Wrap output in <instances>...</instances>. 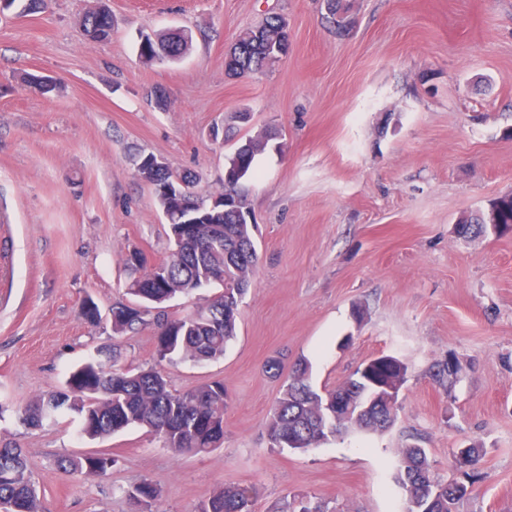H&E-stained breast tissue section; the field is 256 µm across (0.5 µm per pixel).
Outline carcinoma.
<instances>
[{"label":"carcinoma","mask_w":512,"mask_h":512,"mask_svg":"<svg viewBox=\"0 0 512 512\" xmlns=\"http://www.w3.org/2000/svg\"><path fill=\"white\" fill-rule=\"evenodd\" d=\"M83 28L89 36L99 32L107 39L112 34V15L90 9L83 17ZM191 43L183 30L146 33L138 53L147 63L157 62L154 46L158 45L167 53L164 61L174 62L188 53ZM290 45L285 17L268 13L239 32L225 56V71L229 76L263 73L288 55ZM243 124L240 110L224 116V141H235L224 169V192L228 194H245L244 181L253 173L256 157L265 153L270 143L264 128L253 135H240ZM162 179L184 183L180 197L154 192L162 215L171 219V247L158 261L165 286L150 287L153 265L138 248L127 249L123 261L131 276L125 288L135 303L112 307V334L133 332L152 321L161 326L157 349L160 360H218L236 336L239 304L257 273L256 225L246 223L231 206L208 203L192 190L194 178L190 174L167 169ZM456 230L474 237L490 231H511L512 195L497 198L486 209L466 216ZM200 288H214L221 295L184 316H151V310ZM401 367L395 358L386 356L370 363L367 372L376 381L398 382ZM460 372L459 362L450 356L437 366L433 380L452 387L459 381ZM328 394L344 405L336 418L325 415L323 399L310 383L308 362L297 361L270 411L266 424L270 443L294 450L316 448L331 437L349 432H386L398 419L395 405L381 413L374 409L359 413L351 408L357 402L351 377ZM226 406L227 394L220 381L205 382L183 392L172 390L162 371L122 367L114 353L112 364L93 358L72 372L65 388L48 391L28 403L21 412V421L29 427H40L46 420L56 421L73 413L79 419L80 431L92 439L140 427L158 436L178 455L200 454L213 450L224 438ZM453 457L469 467L462 481L436 477L426 449L415 444L402 449L396 482L403 491L404 512H456L457 504L477 479L482 448H458ZM60 466L79 475L100 476L112 467V458L88 453L64 459ZM129 497L152 512L159 491L144 480L132 488ZM251 497L250 488L227 485L202 501L196 512H251ZM1 504L6 505V512H46L29 472L25 450L19 446L0 447Z\"/></svg>","instance_id":"1"}]
</instances>
